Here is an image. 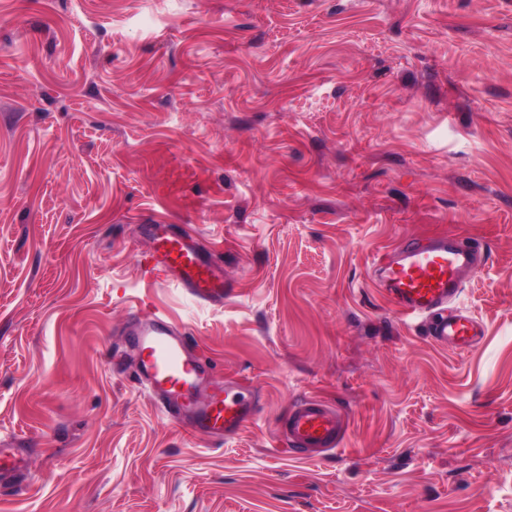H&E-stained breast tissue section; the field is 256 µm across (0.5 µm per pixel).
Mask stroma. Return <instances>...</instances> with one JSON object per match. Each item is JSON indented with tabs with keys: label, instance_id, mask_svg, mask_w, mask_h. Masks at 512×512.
Wrapping results in <instances>:
<instances>
[{
	"label": "stroma",
	"instance_id": "1",
	"mask_svg": "<svg viewBox=\"0 0 512 512\" xmlns=\"http://www.w3.org/2000/svg\"><path fill=\"white\" fill-rule=\"evenodd\" d=\"M151 224L231 296L147 282ZM441 235L465 354L373 284ZM143 301L257 393L237 435L137 383ZM303 397L346 436L294 461ZM0 467V512H512V0H0Z\"/></svg>",
	"mask_w": 512,
	"mask_h": 512
}]
</instances>
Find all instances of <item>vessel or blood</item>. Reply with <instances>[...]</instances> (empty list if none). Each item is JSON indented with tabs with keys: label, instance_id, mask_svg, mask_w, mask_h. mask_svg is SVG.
Masks as SVG:
<instances>
[{
	"label": "vessel or blood",
	"instance_id": "obj_1",
	"mask_svg": "<svg viewBox=\"0 0 512 512\" xmlns=\"http://www.w3.org/2000/svg\"><path fill=\"white\" fill-rule=\"evenodd\" d=\"M151 231L152 246L138 258L145 277L155 285L177 284L198 301L223 303L224 279L216 275L209 250L166 224L152 225ZM481 259L477 248L452 236L406 240L375 258L376 284L402 315L425 320L434 342L464 353L484 334L480 320L458 303L465 273ZM131 344L140 355L137 382L192 432L231 437L256 417L257 399L238 384L208 385L207 364L190 337L164 314L139 317ZM204 385L209 388L205 395L200 392ZM343 435L339 410L315 397L296 401L278 429L279 441L297 460L337 449Z\"/></svg>",
	"mask_w": 512,
	"mask_h": 512
}]
</instances>
